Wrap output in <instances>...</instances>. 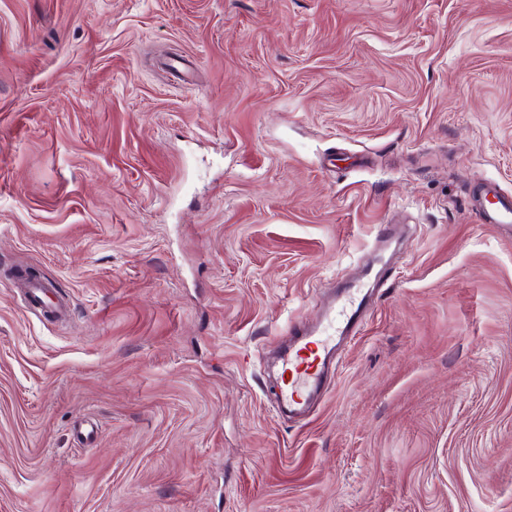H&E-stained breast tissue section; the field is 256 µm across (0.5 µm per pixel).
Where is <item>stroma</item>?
<instances>
[{
	"instance_id": "1",
	"label": "stroma",
	"mask_w": 512,
	"mask_h": 512,
	"mask_svg": "<svg viewBox=\"0 0 512 512\" xmlns=\"http://www.w3.org/2000/svg\"><path fill=\"white\" fill-rule=\"evenodd\" d=\"M493 183L512 0H0V512H512ZM384 224L373 312L282 419L277 340Z\"/></svg>"
}]
</instances>
